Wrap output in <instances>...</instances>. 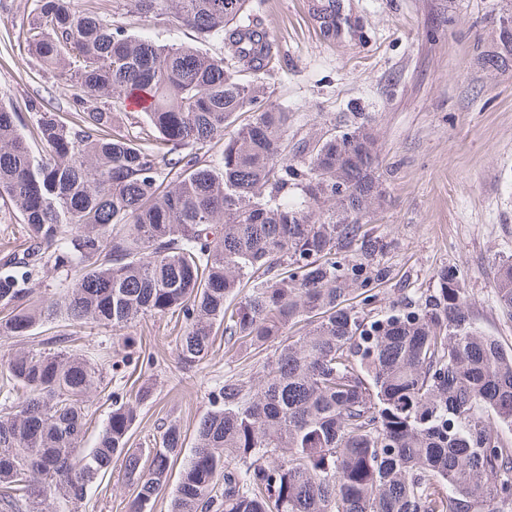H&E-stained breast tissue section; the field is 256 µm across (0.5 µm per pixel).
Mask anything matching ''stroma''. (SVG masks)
Returning a JSON list of instances; mask_svg holds the SVG:
<instances>
[{
	"label": "stroma",
	"instance_id": "obj_1",
	"mask_svg": "<svg viewBox=\"0 0 512 512\" xmlns=\"http://www.w3.org/2000/svg\"><path fill=\"white\" fill-rule=\"evenodd\" d=\"M113 25L159 44H192L220 56V39L201 38L169 15H142L128 0H102ZM335 5L343 36L320 28ZM277 47L263 79L268 99L293 114L289 135L368 124L381 145L383 206L365 221L386 247L387 275L376 282L378 312L436 287L456 271L472 320L512 348V315L495 302L498 262L512 257V66L489 69L500 20L512 0H250ZM32 0H0V105L23 117L40 103L62 118L73 111L65 77L43 70L27 50ZM181 315L147 316L121 330L83 329L76 354L96 364L103 383L87 399L82 449L93 448L117 403L151 386L130 432L131 450L149 454L157 427L194 433L214 410L213 391L231 374L257 386L270 350L244 353L216 340L201 367L175 357ZM132 489L120 474L93 483L78 504L57 498L47 512H129Z\"/></svg>",
	"mask_w": 512,
	"mask_h": 512
}]
</instances>
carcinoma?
Instances as JSON below:
<instances>
[{"label":"carcinoma","instance_id":"carcinoma-1","mask_svg":"<svg viewBox=\"0 0 512 512\" xmlns=\"http://www.w3.org/2000/svg\"><path fill=\"white\" fill-rule=\"evenodd\" d=\"M244 3L131 0L221 39L219 57L130 36L95 3L34 0L28 51L75 82L76 120L35 112V152L0 106V199L27 227L0 259V339L60 316L120 330L178 311L187 369L219 334L278 341L257 389L224 377L170 512H512V350L471 320L452 269L429 294L366 312L386 276V243L361 224L382 202L379 140L362 126L288 139L290 112L260 84L273 44L240 22ZM135 90L150 99L140 138L113 129L112 99ZM51 270L74 277L46 302L30 283ZM494 295L512 315V258ZM0 368L23 390L0 405V512L77 504L116 464L130 512H152L185 447L179 425L161 426L147 465L128 446L137 406L118 404L85 454L99 369L64 349L3 354Z\"/></svg>","mask_w":512,"mask_h":512}]
</instances>
